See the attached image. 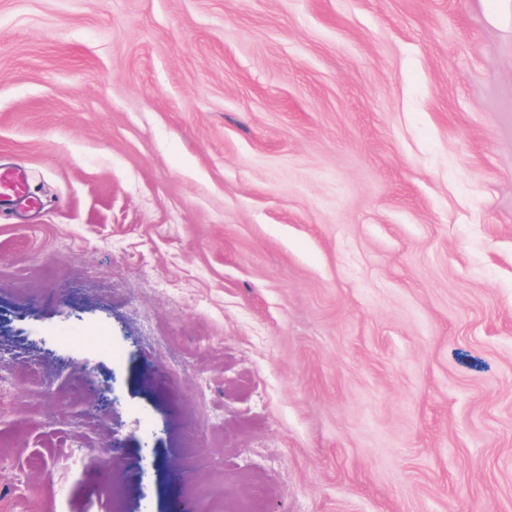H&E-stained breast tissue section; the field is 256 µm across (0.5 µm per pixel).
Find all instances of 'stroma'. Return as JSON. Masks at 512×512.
I'll return each mask as SVG.
<instances>
[{"mask_svg":"<svg viewBox=\"0 0 512 512\" xmlns=\"http://www.w3.org/2000/svg\"><path fill=\"white\" fill-rule=\"evenodd\" d=\"M5 167L0 512H512V0H0ZM25 177L20 172L0 170V202L15 204L23 196Z\"/></svg>","mask_w":512,"mask_h":512,"instance_id":"stroma-1","label":"stroma"}]
</instances>
